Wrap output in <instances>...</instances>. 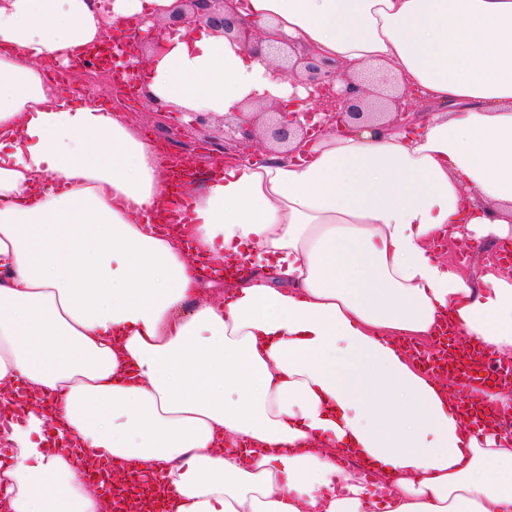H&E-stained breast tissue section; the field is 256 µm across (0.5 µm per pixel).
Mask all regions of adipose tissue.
Wrapping results in <instances>:
<instances>
[{
	"label": "adipose tissue",
	"mask_w": 512,
	"mask_h": 512,
	"mask_svg": "<svg viewBox=\"0 0 512 512\" xmlns=\"http://www.w3.org/2000/svg\"><path fill=\"white\" fill-rule=\"evenodd\" d=\"M174 0H0V512H104L79 467L173 489L167 512H512V434L463 422L399 346L445 310L512 356V273L432 245L512 237V0H239L339 64L374 63L435 104L416 132H330L308 158L227 164L171 198L162 156L115 110L42 77ZM148 96L234 120L267 67L224 35L169 41ZM214 267L258 269L207 300ZM354 448L367 483L336 464Z\"/></svg>",
	"instance_id": "obj_1"
}]
</instances>
